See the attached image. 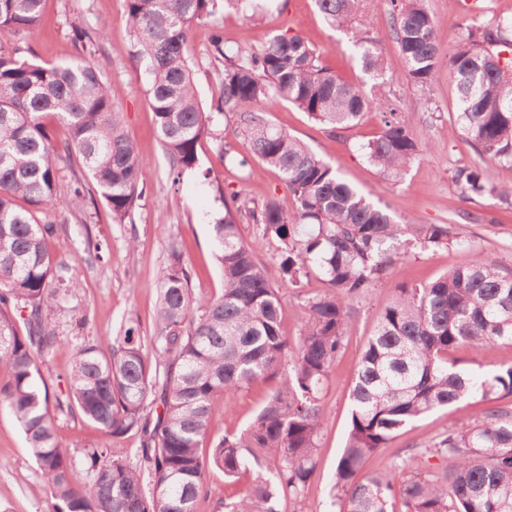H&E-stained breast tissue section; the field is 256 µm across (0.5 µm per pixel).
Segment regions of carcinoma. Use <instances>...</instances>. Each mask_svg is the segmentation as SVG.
<instances>
[{"label":"carcinoma","mask_w":512,"mask_h":512,"mask_svg":"<svg viewBox=\"0 0 512 512\" xmlns=\"http://www.w3.org/2000/svg\"><path fill=\"white\" fill-rule=\"evenodd\" d=\"M368 3L315 0L329 24L351 32L362 69L379 80L385 72L378 44L353 26ZM125 4L170 173L196 168L205 139L219 159L230 154L218 127L222 119L275 173L293 212L275 195L256 201L218 188L223 211L212 236L222 293L194 295L180 254L171 249L159 286L155 356L146 354L130 319L117 336L78 343L67 390L50 395L38 358L58 341L56 298L76 287L56 275L49 251L57 232L53 217L61 203L91 194L77 179L62 198L57 173L80 161L112 223L131 224L143 195V164L124 129V89L82 58L40 64L23 57L16 41L39 27L43 0H0V367L8 372L0 407L22 427L53 512H196L207 494L199 448L214 399L268 383L259 409L215 440L209 461L228 481L249 479L242 495L224 501V512H286L304 495L316 465L322 390L351 326L350 301L387 278L411 249L470 240L450 224L398 223L390 209L266 120L272 105L285 102L334 132L375 110L381 130L359 149L398 181L428 147L378 94L381 84L368 96L345 83L321 64L313 46L287 30L259 47L227 46L219 17L230 10L257 15V0ZM391 4L407 82L424 89L448 65L466 142L484 160L512 166V19H469L464 37L445 55L424 0ZM198 23L214 29L209 56L220 92L208 112L187 56ZM452 179L472 199L494 195L512 203V186L491 185L479 166L458 167ZM244 216L275 244L281 283L315 278L327 287L307 299V320L294 344L281 332L280 288L243 237ZM501 344L512 345V274L497 260L479 258L424 286L396 288L353 379L335 472L336 512H396L397 500L402 512H512V365L480 374L449 359L459 349L485 352ZM491 396L507 403L412 449L438 459L441 469L412 470L403 459L364 472L369 457L430 412ZM155 404L162 408L156 415ZM58 413L78 414L102 434L87 453V481L57 440ZM133 430L139 447H118ZM159 485L165 491L156 492Z\"/></svg>","instance_id":"1"}]
</instances>
